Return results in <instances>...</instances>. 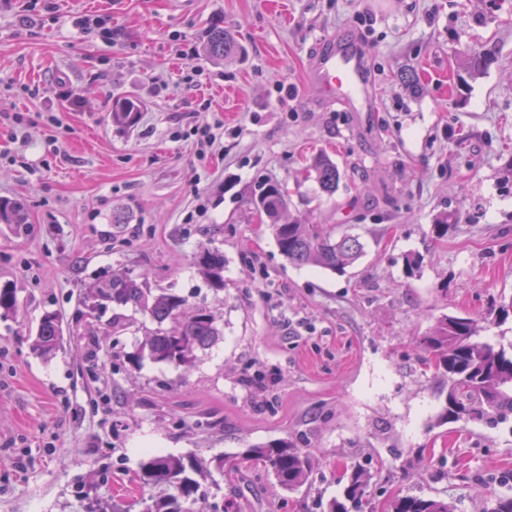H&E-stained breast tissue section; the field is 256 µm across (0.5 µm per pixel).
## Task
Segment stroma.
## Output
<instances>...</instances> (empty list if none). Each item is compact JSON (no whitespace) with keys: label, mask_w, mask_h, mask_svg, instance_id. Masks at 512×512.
<instances>
[{"label":"stroma","mask_w":512,"mask_h":512,"mask_svg":"<svg viewBox=\"0 0 512 512\" xmlns=\"http://www.w3.org/2000/svg\"><path fill=\"white\" fill-rule=\"evenodd\" d=\"M87 14L111 42L82 32ZM215 18L237 40L221 60L205 51ZM331 36L366 47L373 111L312 84ZM483 50L470 76L461 57ZM120 97L140 102L128 131ZM320 153L340 172L331 196L309 172ZM264 179L290 218L359 236L361 259L342 274L289 263L247 202ZM0 199L29 219L0 224V287L18 299L0 320V512H83L89 494L141 512L151 491L132 477L150 451L207 464L279 441L309 452L311 487L251 466L202 485L198 508L327 512L354 466L375 512L403 496L484 512L512 494V425L440 423L448 382L419 361L445 315L512 345V315L487 318L512 302V0H0ZM444 213L457 221L433 240ZM115 273L210 310L213 344L133 366L157 324L130 308L88 335L79 299ZM48 311L63 342L44 357L29 338Z\"/></svg>","instance_id":"obj_1"}]
</instances>
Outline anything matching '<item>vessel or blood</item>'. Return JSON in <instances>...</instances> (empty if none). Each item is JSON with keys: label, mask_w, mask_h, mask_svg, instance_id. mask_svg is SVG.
Listing matches in <instances>:
<instances>
[{"label": "vessel or blood", "mask_w": 512, "mask_h": 512, "mask_svg": "<svg viewBox=\"0 0 512 512\" xmlns=\"http://www.w3.org/2000/svg\"><path fill=\"white\" fill-rule=\"evenodd\" d=\"M367 62L365 55L350 41L336 37L327 43L326 53L319 58L311 72L326 100L342 97L357 99L360 111L371 109V101L365 94Z\"/></svg>", "instance_id": "b4317fda"}]
</instances>
